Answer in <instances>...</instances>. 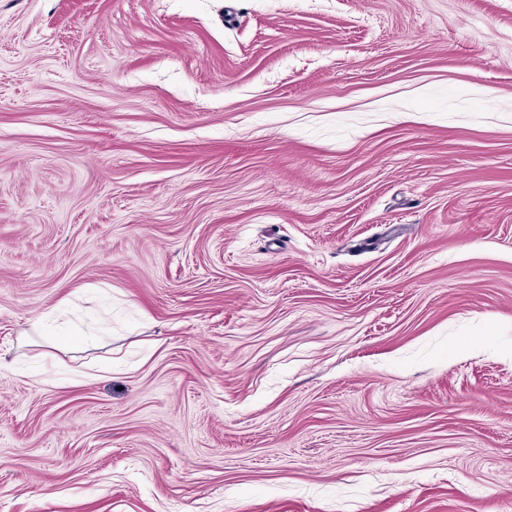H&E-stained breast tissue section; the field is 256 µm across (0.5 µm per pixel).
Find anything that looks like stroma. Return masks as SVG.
I'll return each mask as SVG.
<instances>
[{
    "instance_id": "1",
    "label": "stroma",
    "mask_w": 512,
    "mask_h": 512,
    "mask_svg": "<svg viewBox=\"0 0 512 512\" xmlns=\"http://www.w3.org/2000/svg\"><path fill=\"white\" fill-rule=\"evenodd\" d=\"M0 512H512V0H0Z\"/></svg>"
}]
</instances>
